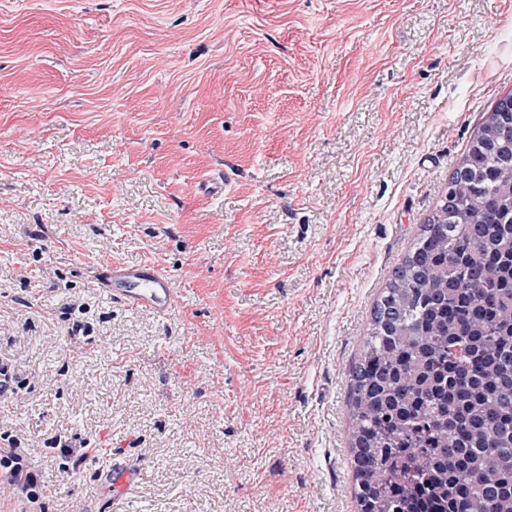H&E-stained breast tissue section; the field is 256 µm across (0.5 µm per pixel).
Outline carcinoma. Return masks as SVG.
Returning <instances> with one entry per match:
<instances>
[{"mask_svg":"<svg viewBox=\"0 0 512 512\" xmlns=\"http://www.w3.org/2000/svg\"><path fill=\"white\" fill-rule=\"evenodd\" d=\"M357 512H512V94L377 300L351 371Z\"/></svg>","mask_w":512,"mask_h":512,"instance_id":"obj_1","label":"carcinoma"}]
</instances>
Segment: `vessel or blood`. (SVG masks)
<instances>
[{
  "instance_id": "vessel-or-blood-1",
  "label": "vessel or blood",
  "mask_w": 512,
  "mask_h": 512,
  "mask_svg": "<svg viewBox=\"0 0 512 512\" xmlns=\"http://www.w3.org/2000/svg\"><path fill=\"white\" fill-rule=\"evenodd\" d=\"M98 279L108 294L129 305L150 308L162 315L176 305L175 291L157 263L115 262L102 269Z\"/></svg>"
}]
</instances>
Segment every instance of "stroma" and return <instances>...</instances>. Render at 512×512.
Listing matches in <instances>:
<instances>
[{
  "label": "stroma",
  "instance_id": "obj_1",
  "mask_svg": "<svg viewBox=\"0 0 512 512\" xmlns=\"http://www.w3.org/2000/svg\"><path fill=\"white\" fill-rule=\"evenodd\" d=\"M508 93L512 0H0V435L40 512H355L350 370ZM98 279L108 294L134 307L150 308L164 315L176 305L174 288L155 262H112L98 273ZM0 498L14 495L22 503L34 505L47 493L48 486L31 463L29 453L20 440L0 437ZM51 446H47L48 448H59L61 454L64 457H74L72 462L73 469L78 467L82 462H84L89 457H96L99 452V448H85L87 445L83 446V448H78L77 450L72 448L67 442L62 441L61 438H54L50 442Z\"/></svg>",
  "mask_w": 512,
  "mask_h": 512
}]
</instances>
